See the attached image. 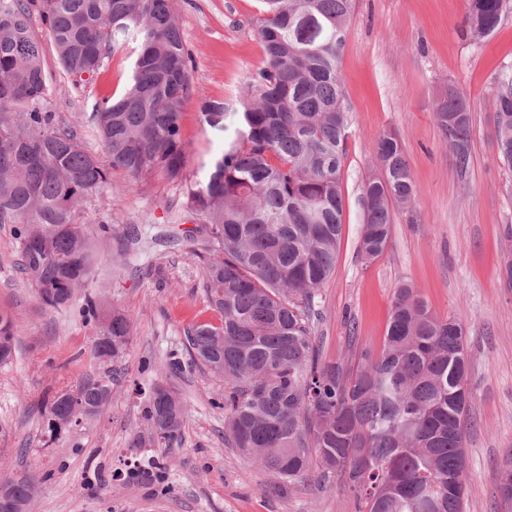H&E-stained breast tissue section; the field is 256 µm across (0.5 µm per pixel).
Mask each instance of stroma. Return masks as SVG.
<instances>
[{"label":"stroma","instance_id":"obj_1","mask_svg":"<svg viewBox=\"0 0 512 512\" xmlns=\"http://www.w3.org/2000/svg\"><path fill=\"white\" fill-rule=\"evenodd\" d=\"M171 6L203 98L237 101L264 65L260 0H171ZM465 9L466 0L356 2L340 64L350 109L343 230L336 269L318 290L316 336L327 359L365 344L380 347L396 290L405 283L434 313L459 317L473 394L463 512H504L498 474L512 457V288L501 270L512 260V168L498 158L489 98L500 70L512 66V8L480 41L462 31ZM34 29L49 75L46 106L74 129L83 149L103 156L95 105L121 93L132 56L115 55L77 87L42 24ZM450 87L473 108L470 171L463 179L435 118ZM200 100L189 98L181 115L192 179L221 153L237 121L229 111L224 130L210 127ZM386 131L401 137L417 194L411 207L395 209L387 252L366 264L357 253L362 190L377 171L370 144ZM184 202L181 186L164 175L138 183L115 172L85 205V221L112 229L96 243L103 261L88 289L103 293L131 324L128 348L108 371L90 355L97 326L82 321L77 309L40 301L20 272L12 225L0 224V312L18 330L14 359L0 367V471L37 473L28 512H359L342 481L315 471L286 494L272 493L273 477L225 442L224 385L191 366L186 350V329L219 316L202 288L201 221ZM133 224L143 235L138 245L124 239ZM105 373L112 399L102 413L47 440L45 401ZM156 382L186 408L181 434L169 444L146 440L143 392ZM148 459L160 464L158 479H122L128 465Z\"/></svg>","mask_w":512,"mask_h":512}]
</instances>
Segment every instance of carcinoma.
Returning <instances> with one entry per match:
<instances>
[{
  "label": "carcinoma",
  "mask_w": 512,
  "mask_h": 512,
  "mask_svg": "<svg viewBox=\"0 0 512 512\" xmlns=\"http://www.w3.org/2000/svg\"><path fill=\"white\" fill-rule=\"evenodd\" d=\"M258 35L264 66L244 86L242 112L224 152L202 180L187 177L180 118L191 96L206 123L224 130L228 105L192 84V58L170 0H0V224L13 225L20 269L41 301L72 306L94 271L93 233L82 203L111 171L135 181L158 172L182 186L185 208L207 236L203 287L219 322L187 330L190 363L224 382V440L255 460L282 489L313 466L339 477L366 512H462L467 479L465 427L471 412L467 341L461 321L440 317L409 284L397 288L379 348L358 362L326 361L316 344V296L336 266L343 229L341 170L349 109L340 77L355 0H261ZM506 0H467L462 27L476 40L498 27ZM77 83L116 53L136 54L123 92L101 99L94 115L109 159L83 150L72 127L43 107L48 76L32 12ZM496 148L512 167V68L493 90ZM436 120L460 177L471 156L472 105L448 89ZM378 174L362 193L358 253L381 257L393 210L415 188L401 138L370 145ZM82 319L100 327L93 357L108 363L125 350L126 315L84 296ZM13 320L0 314V365L13 360ZM111 386L89 378L45 403L46 430L96 418ZM144 413L150 426L178 434L186 411L154 384ZM155 462L135 464L129 479L157 477ZM499 494L512 504V464Z\"/></svg>",
  "instance_id": "carcinoma-1"
}]
</instances>
